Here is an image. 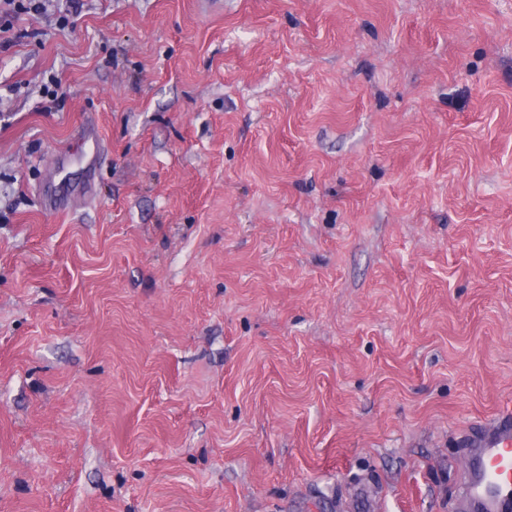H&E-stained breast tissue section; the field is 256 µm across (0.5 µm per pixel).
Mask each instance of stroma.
Segmentation results:
<instances>
[{
    "instance_id": "obj_1",
    "label": "stroma",
    "mask_w": 512,
    "mask_h": 512,
    "mask_svg": "<svg viewBox=\"0 0 512 512\" xmlns=\"http://www.w3.org/2000/svg\"><path fill=\"white\" fill-rule=\"evenodd\" d=\"M13 25L0 512H456L512 410V0ZM85 120L92 195L47 211Z\"/></svg>"
}]
</instances>
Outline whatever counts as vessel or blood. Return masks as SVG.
I'll list each match as a JSON object with an SVG mask.
<instances>
[{"mask_svg":"<svg viewBox=\"0 0 512 512\" xmlns=\"http://www.w3.org/2000/svg\"><path fill=\"white\" fill-rule=\"evenodd\" d=\"M464 448L462 512H512V412L474 425Z\"/></svg>","mask_w":512,"mask_h":512,"instance_id":"vessel-or-blood-1","label":"vessel or blood"}]
</instances>
